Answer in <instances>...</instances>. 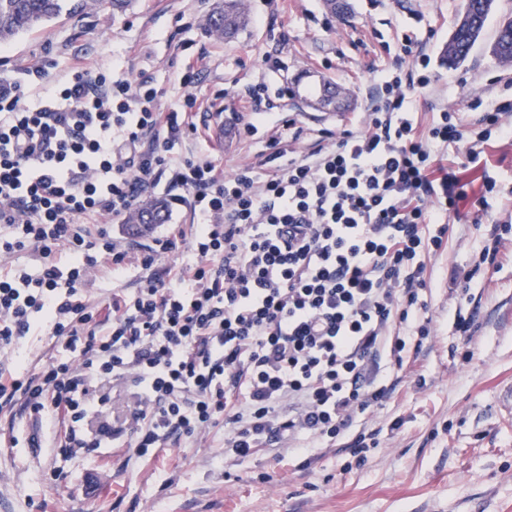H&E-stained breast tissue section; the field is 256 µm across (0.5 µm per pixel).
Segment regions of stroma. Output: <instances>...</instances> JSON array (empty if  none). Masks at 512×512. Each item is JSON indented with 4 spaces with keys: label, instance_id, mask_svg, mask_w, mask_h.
<instances>
[{
    "label": "stroma",
    "instance_id": "35a3bbf8",
    "mask_svg": "<svg viewBox=\"0 0 512 512\" xmlns=\"http://www.w3.org/2000/svg\"><path fill=\"white\" fill-rule=\"evenodd\" d=\"M215 2L133 0L113 17L70 0V13L0 50V77L25 83L34 96L74 61L92 71L117 61L130 81L152 80L166 109L182 104L180 78L194 64L198 131L182 152L211 155L228 174L258 163L265 149L264 140L239 134L255 118L244 95L251 83L265 81L273 93L289 88L281 105L301 134L284 132L283 142L308 151L320 131L363 124L402 35L431 57V89L410 94L421 122L474 95L494 102L502 80L512 78V64L490 53L499 24L512 18V0H496L482 37L455 70L441 56L462 0H348L342 19L325 0H248L247 26L227 40L203 27ZM269 55L281 57L286 70H266ZM486 155L483 169L469 166L464 152L449 155L472 195L483 193L487 173L505 190L481 225L463 217L442 248L426 255L428 340L391 371L397 385L390 399L333 447L303 457L263 448L228 463L219 423L130 465L126 436L70 455L31 447L32 425L19 404H0V512H512V233L495 264L470 281L450 282L451 272L470 271L488 242L487 225L512 219V137H493ZM459 315L473 318L470 335L456 331ZM64 354L38 323L13 347H0V371H31ZM362 429L375 431L378 445L355 465L348 446ZM12 435L18 442L11 448Z\"/></svg>",
    "mask_w": 512,
    "mask_h": 512
}]
</instances>
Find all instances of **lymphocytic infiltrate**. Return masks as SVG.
I'll return each mask as SVG.
<instances>
[{"label":"lymphocytic infiltrate","mask_w":512,"mask_h":512,"mask_svg":"<svg viewBox=\"0 0 512 512\" xmlns=\"http://www.w3.org/2000/svg\"><path fill=\"white\" fill-rule=\"evenodd\" d=\"M180 83L182 106L164 110L150 80L131 84L111 66L75 64L32 101L0 80V261L28 249L42 260L33 274L0 273V345L39 318L72 353L0 378V400L21 398L23 412L64 425V453L129 431L135 456L154 457L219 420L231 458L284 436L298 454L329 447L388 398L384 367L402 368L429 337L424 256L463 203L486 215L496 187L485 178V195L470 197L444 151L466 143L480 166L491 136L512 134V84L492 108L475 96L421 127L408 93L431 87L430 59L404 38L364 125L306 154L281 148L292 122L252 84L254 111L272 116L269 153L227 174L210 156L176 154L197 130L193 74ZM161 185L185 193L192 224L171 225L133 259L106 229L90 231ZM133 265L138 285L113 293L106 319L78 299L95 271L119 281ZM106 379L131 381L137 401L88 441L81 426L106 403L94 386Z\"/></svg>","instance_id":"lymphocytic-infiltrate-1"}]
</instances>
